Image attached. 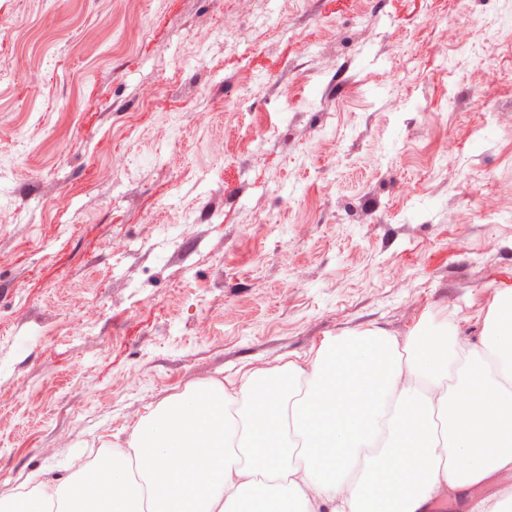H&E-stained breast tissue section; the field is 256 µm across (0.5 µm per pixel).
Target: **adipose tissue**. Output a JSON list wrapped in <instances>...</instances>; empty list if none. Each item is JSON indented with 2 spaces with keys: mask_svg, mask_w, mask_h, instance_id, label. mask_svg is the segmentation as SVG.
<instances>
[{
  "mask_svg": "<svg viewBox=\"0 0 512 512\" xmlns=\"http://www.w3.org/2000/svg\"><path fill=\"white\" fill-rule=\"evenodd\" d=\"M479 317L473 342L445 321L373 326L196 381L77 476L0 491V512H245L259 492L286 512H425L512 474V290ZM335 447L325 466L317 449Z\"/></svg>",
  "mask_w": 512,
  "mask_h": 512,
  "instance_id": "adipose-tissue-1",
  "label": "adipose tissue"
}]
</instances>
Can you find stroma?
<instances>
[{
	"label": "stroma",
	"instance_id": "35a3bbf8",
	"mask_svg": "<svg viewBox=\"0 0 512 512\" xmlns=\"http://www.w3.org/2000/svg\"><path fill=\"white\" fill-rule=\"evenodd\" d=\"M510 25L512 0H0V484L346 329L476 339L512 289Z\"/></svg>",
	"mask_w": 512,
	"mask_h": 512
}]
</instances>
